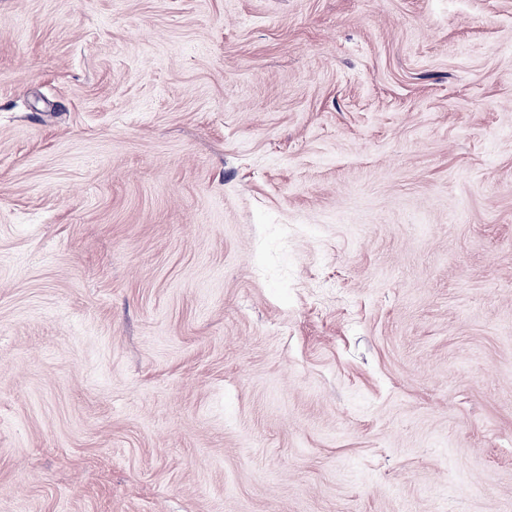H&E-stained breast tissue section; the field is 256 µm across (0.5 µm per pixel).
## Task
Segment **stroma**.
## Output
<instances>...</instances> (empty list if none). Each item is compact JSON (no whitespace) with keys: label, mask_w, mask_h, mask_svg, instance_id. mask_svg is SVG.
Returning <instances> with one entry per match:
<instances>
[{"label":"stroma","mask_w":512,"mask_h":512,"mask_svg":"<svg viewBox=\"0 0 512 512\" xmlns=\"http://www.w3.org/2000/svg\"><path fill=\"white\" fill-rule=\"evenodd\" d=\"M0 512H512V0H0Z\"/></svg>","instance_id":"obj_1"}]
</instances>
